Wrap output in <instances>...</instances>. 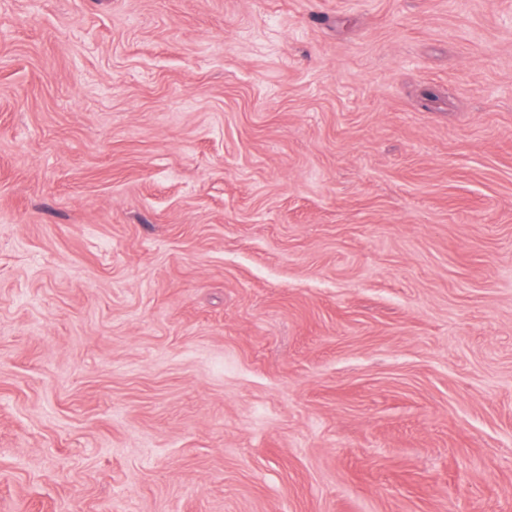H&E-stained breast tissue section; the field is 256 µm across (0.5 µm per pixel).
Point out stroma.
I'll return each instance as SVG.
<instances>
[{"label": "stroma", "mask_w": 512, "mask_h": 512, "mask_svg": "<svg viewBox=\"0 0 512 512\" xmlns=\"http://www.w3.org/2000/svg\"><path fill=\"white\" fill-rule=\"evenodd\" d=\"M0 512H512V0H0Z\"/></svg>", "instance_id": "1"}]
</instances>
